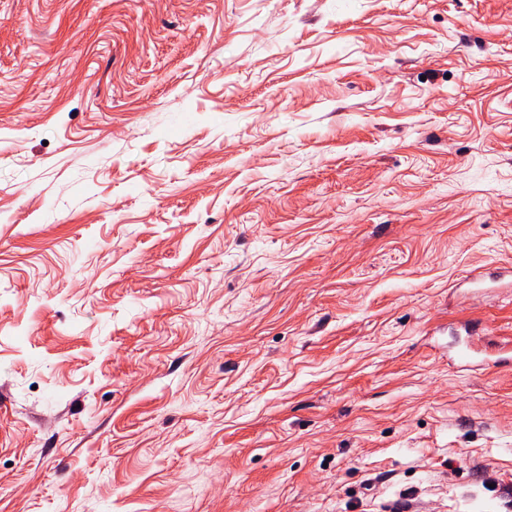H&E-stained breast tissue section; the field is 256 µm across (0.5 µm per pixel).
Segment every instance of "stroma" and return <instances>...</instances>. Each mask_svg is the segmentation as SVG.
Returning <instances> with one entry per match:
<instances>
[{
	"mask_svg": "<svg viewBox=\"0 0 512 512\" xmlns=\"http://www.w3.org/2000/svg\"><path fill=\"white\" fill-rule=\"evenodd\" d=\"M508 267L512 0H0V512H512Z\"/></svg>",
	"mask_w": 512,
	"mask_h": 512,
	"instance_id": "obj_1",
	"label": "stroma"
}]
</instances>
